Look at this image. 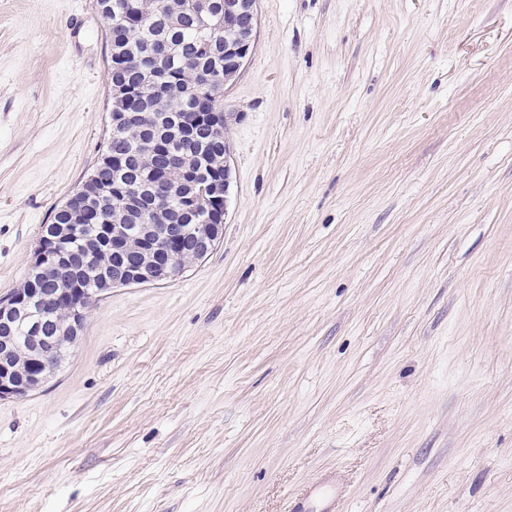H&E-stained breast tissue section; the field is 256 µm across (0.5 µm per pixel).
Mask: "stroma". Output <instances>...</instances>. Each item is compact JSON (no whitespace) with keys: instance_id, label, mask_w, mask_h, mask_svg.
I'll use <instances>...</instances> for the list:
<instances>
[{"instance_id":"obj_1","label":"stroma","mask_w":512,"mask_h":512,"mask_svg":"<svg viewBox=\"0 0 512 512\" xmlns=\"http://www.w3.org/2000/svg\"><path fill=\"white\" fill-rule=\"evenodd\" d=\"M224 234L0 400V512H512V0H258ZM97 0H0V297L110 131Z\"/></svg>"}]
</instances>
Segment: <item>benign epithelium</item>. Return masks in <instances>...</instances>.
Wrapping results in <instances>:
<instances>
[{
    "instance_id": "benign-epithelium-1",
    "label": "benign epithelium",
    "mask_w": 512,
    "mask_h": 512,
    "mask_svg": "<svg viewBox=\"0 0 512 512\" xmlns=\"http://www.w3.org/2000/svg\"><path fill=\"white\" fill-rule=\"evenodd\" d=\"M188 8L198 15L202 30L209 29L206 19L211 15L210 0H187ZM224 73L218 77L216 92L223 93L224 86L234 79L247 61L254 44L256 0H224ZM112 97L119 103L112 113V130L129 125L140 112L151 111L143 96L130 95L125 84H112ZM230 188V166L224 164V179L212 180L201 188L202 197L195 210V224H139L136 234L122 224H107L100 229L101 242L112 247L116 260L112 267L101 272L99 294L116 286L144 283H162L174 280L181 270L173 263L174 254L182 250L187 234L194 240L195 260L207 257L220 240L223 231ZM117 209L140 208L138 192L120 193L112 198ZM69 225L61 226L53 234H40L29 262L27 279L41 283V288H18L0 298V400L23 397L41 389L49 377L61 366L66 350L82 335L86 299L75 300L71 315L64 323L68 335L61 336L47 323L52 321L54 308L70 291L46 288L61 270L74 275L79 273L72 253L62 247V240L69 237ZM35 315L38 323L32 328L31 349L26 366L14 360L16 337L11 335L13 326Z\"/></svg>"
}]
</instances>
